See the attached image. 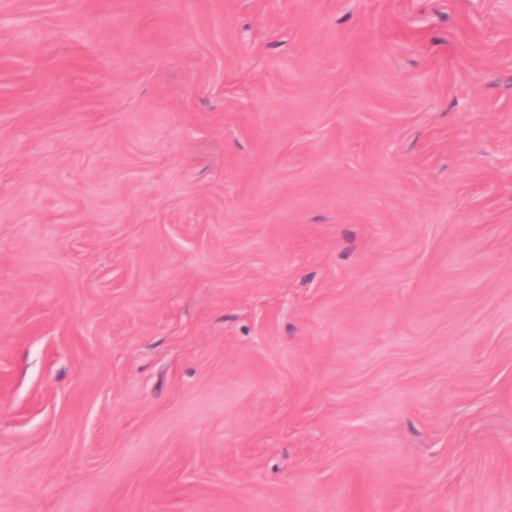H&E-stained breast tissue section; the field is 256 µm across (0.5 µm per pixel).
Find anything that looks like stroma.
I'll return each mask as SVG.
<instances>
[{
  "label": "stroma",
  "instance_id": "stroma-1",
  "mask_svg": "<svg viewBox=\"0 0 512 512\" xmlns=\"http://www.w3.org/2000/svg\"><path fill=\"white\" fill-rule=\"evenodd\" d=\"M0 512H512V0H0Z\"/></svg>",
  "mask_w": 512,
  "mask_h": 512
}]
</instances>
